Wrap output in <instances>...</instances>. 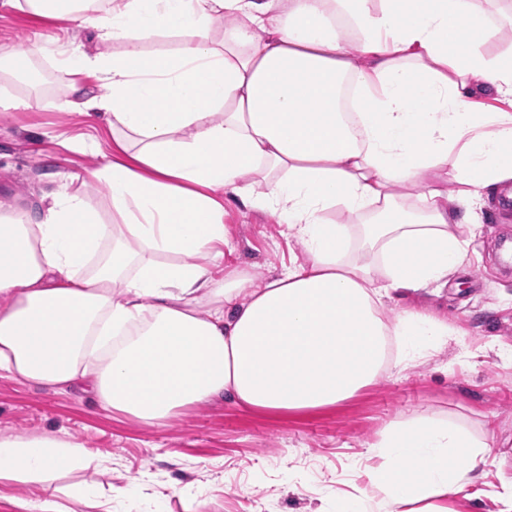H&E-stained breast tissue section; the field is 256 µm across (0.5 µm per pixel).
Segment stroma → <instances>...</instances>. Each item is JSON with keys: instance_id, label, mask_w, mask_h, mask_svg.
I'll return each instance as SVG.
<instances>
[{"instance_id": "1", "label": "stroma", "mask_w": 512, "mask_h": 512, "mask_svg": "<svg viewBox=\"0 0 512 512\" xmlns=\"http://www.w3.org/2000/svg\"><path fill=\"white\" fill-rule=\"evenodd\" d=\"M53 34L90 54L101 49L89 29L25 13L0 16V48L19 47L32 56ZM38 67L41 87L24 80L16 86L29 94V107L0 113V207L27 208L54 188L59 175L71 173L74 189L106 209V186L84 178L101 157L65 149L57 135L103 139L107 133L95 119L70 114L66 73L44 59ZM224 223L228 236L215 277L239 266L261 284L302 255L285 225L270 214L231 200ZM507 236L512 238V211L487 205L467 262L447 285L385 302L390 318L405 307L447 314L449 325L462 330L460 340L450 341L432 361L387 368L336 405L272 414L219 399L151 427L106 411L80 393L0 377V434L53 431L75 437L111 458L112 471L73 473L70 481L109 482L119 491L145 472L176 487L167 512H330V489L369 493L351 463L366 458L379 465L369 446L387 423L440 419L493 438L490 460L478 463L451 499L457 512H497L495 495L512 477V361L506 358L512 351V259L500 247Z\"/></svg>"}]
</instances>
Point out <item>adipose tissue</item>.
Instances as JSON below:
<instances>
[{"mask_svg": "<svg viewBox=\"0 0 512 512\" xmlns=\"http://www.w3.org/2000/svg\"><path fill=\"white\" fill-rule=\"evenodd\" d=\"M494 3L0 0L122 45L38 48L69 75L73 113L110 127L86 174L110 213L69 175L0 210V376L161 426L222 398L333 406L440 353L456 336L447 318H389L383 300L447 283L485 198H512V64L486 50ZM31 70L0 55L1 111L29 107L9 86ZM228 197L286 225L302 259L261 285L240 267L216 279ZM492 446L448 423L391 424L372 449L382 465L355 466L369 501L340 495L336 512H456L449 494ZM107 468L70 436H0V485Z\"/></svg>", "mask_w": 512, "mask_h": 512, "instance_id": "1", "label": "adipose tissue"}]
</instances>
